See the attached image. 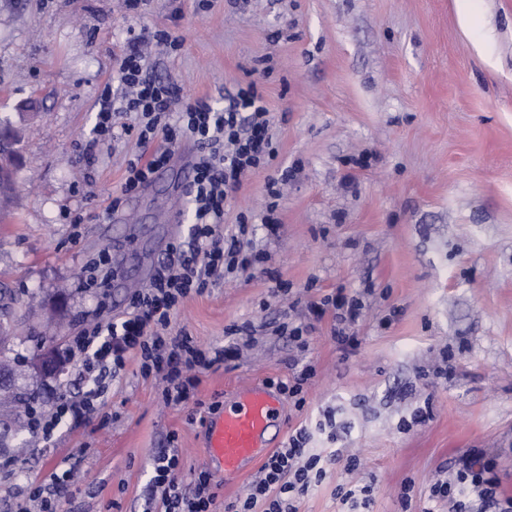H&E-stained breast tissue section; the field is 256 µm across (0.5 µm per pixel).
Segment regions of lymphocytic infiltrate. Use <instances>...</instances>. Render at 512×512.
I'll return each instance as SVG.
<instances>
[{"instance_id":"1","label":"lymphocytic infiltrate","mask_w":512,"mask_h":512,"mask_svg":"<svg viewBox=\"0 0 512 512\" xmlns=\"http://www.w3.org/2000/svg\"><path fill=\"white\" fill-rule=\"evenodd\" d=\"M141 37L129 32L115 58V76L123 88L113 99L104 86L92 138L82 151L92 162L97 146L123 137L135 139L137 153L126 162L122 194L148 185L159 168L167 166L183 143L196 145L193 176L185 188L191 206L186 234L168 245L166 258L148 287L134 292L127 309L108 322L82 331L69 349L79 361L88 384L85 392L56 399L48 412L31 420V429L43 441H51L61 424L78 427L89 422L101 396L100 372L123 369L129 358L140 363L142 375L154 376L163 385L166 401L188 404L203 371L221 367L236 352L237 340L250 339L249 324L229 328L235 343L205 352L186 331H173L172 317L189 296L206 293L231 272L261 265L262 253L253 251V233L246 218H239L231 233H224V214L244 181L270 164L277 152L270 127L273 115L256 82L238 86L228 106L219 108L208 99L182 103L179 87L170 81L148 78L140 50ZM316 316L331 315V333L341 345L354 347V329L363 317L364 305L354 295H328L312 303ZM307 429L296 430L287 447L275 450L263 463L259 477L246 497L229 502L224 512H297L300 496L325 478L337 454H308ZM495 458L472 449L451 461L446 480L433 483L429 507L441 502L448 512H512V497H502L495 473ZM76 464L64 458L48 479L31 483L14 512H58L62 498L72 487ZM209 471L181 476L177 449L161 451L154 460L151 489L144 512H212L215 501Z\"/></svg>"}]
</instances>
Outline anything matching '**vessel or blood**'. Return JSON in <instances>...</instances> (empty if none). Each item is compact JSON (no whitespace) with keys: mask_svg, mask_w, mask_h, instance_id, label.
Returning <instances> with one entry per match:
<instances>
[{"mask_svg":"<svg viewBox=\"0 0 512 512\" xmlns=\"http://www.w3.org/2000/svg\"><path fill=\"white\" fill-rule=\"evenodd\" d=\"M279 396L266 384L254 383L246 396L208 424L206 463L225 479L244 472L246 464L261 456L260 443L280 415Z\"/></svg>","mask_w":512,"mask_h":512,"instance_id":"vessel-or-blood-1","label":"vessel or blood"}]
</instances>
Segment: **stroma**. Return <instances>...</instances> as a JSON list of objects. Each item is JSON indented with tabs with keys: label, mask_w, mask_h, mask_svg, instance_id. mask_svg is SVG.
Returning <instances> with one entry per match:
<instances>
[{
	"label": "stroma",
	"mask_w": 512,
	"mask_h": 512,
	"mask_svg": "<svg viewBox=\"0 0 512 512\" xmlns=\"http://www.w3.org/2000/svg\"><path fill=\"white\" fill-rule=\"evenodd\" d=\"M474 4L466 30L456 0H147L138 13L124 0H0V121L21 128L26 158L0 223V289L20 302L9 358L20 390L40 394L34 409L82 389L70 358L55 377L30 374L40 336L69 349L129 302L130 289L89 282L87 267L131 234L144 262L159 264L169 224L190 219L177 189L192 145L125 196L134 141L103 146L92 167L76 163L128 29L181 38L178 52L152 48L146 66L184 101L220 107L251 80L264 92L278 154L245 180L225 225L262 216L267 182L297 169L279 233L258 224L251 237L289 295L272 297L264 273L236 272L173 316V330L204 350L225 346L232 325L256 328L237 360L201 373L199 412L165 402L162 383L129 360L87 425H61L48 443L25 427L0 452L15 471L0 479V512L71 453L83 461L66 512H143L156 453L175 446L183 475L203 469L209 406L288 381L294 360L315 374L304 407L282 400L279 447L304 426L311 453L360 460L353 471L330 466L298 512H343L336 490L355 484L373 485L370 512H422L449 460L472 448L495 457L512 495V0ZM69 212L90 219L72 224ZM341 288L365 293L356 349L333 339L328 315L306 350L280 333L292 300Z\"/></svg>",
	"instance_id": "obj_1"
}]
</instances>
